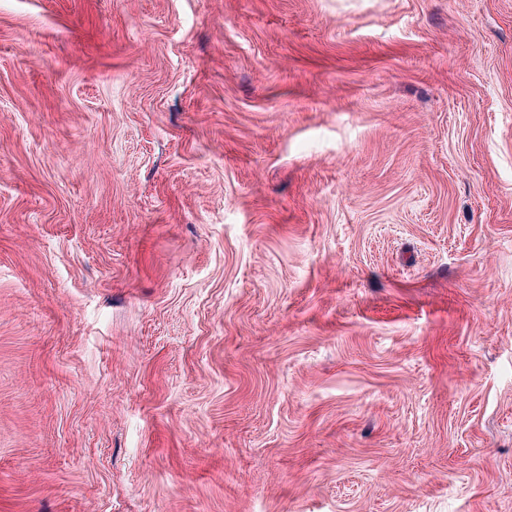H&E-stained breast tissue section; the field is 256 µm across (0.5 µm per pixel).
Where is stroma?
Here are the masks:
<instances>
[{
    "label": "stroma",
    "instance_id": "obj_1",
    "mask_svg": "<svg viewBox=\"0 0 512 512\" xmlns=\"http://www.w3.org/2000/svg\"><path fill=\"white\" fill-rule=\"evenodd\" d=\"M0 512H512V0H0Z\"/></svg>",
    "mask_w": 512,
    "mask_h": 512
}]
</instances>
